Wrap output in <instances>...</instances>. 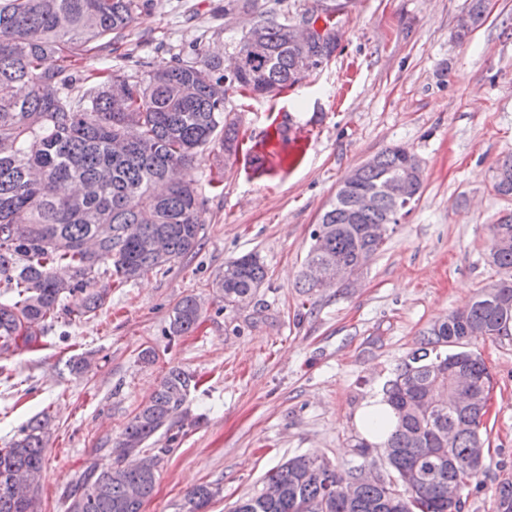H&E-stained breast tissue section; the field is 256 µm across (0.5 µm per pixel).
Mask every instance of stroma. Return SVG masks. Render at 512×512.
Listing matches in <instances>:
<instances>
[{
  "instance_id": "1",
  "label": "stroma",
  "mask_w": 512,
  "mask_h": 512,
  "mask_svg": "<svg viewBox=\"0 0 512 512\" xmlns=\"http://www.w3.org/2000/svg\"><path fill=\"white\" fill-rule=\"evenodd\" d=\"M470 0H351L334 57L275 98L229 96L243 148L218 150L191 170L205 201L195 252L113 289L96 315H60L28 346L0 353V448L49 414L42 512H66L63 492L88 465L110 469L111 447L170 367L197 386L177 440L158 432L156 486L142 512H182L201 484L220 493L208 512H232L267 472L317 453L340 472L363 464L354 416L418 337L500 279L486 254L491 229L512 214L492 176L512 153V0H487L465 41L454 34ZM224 24V0H154L127 29L125 53L153 56L207 39L229 55L253 21ZM289 119L294 143L274 136ZM403 146L424 167L421 198L350 288L306 295L296 283L321 213L344 178ZM257 254L268 276L255 300L223 308L212 288L225 262ZM203 306L195 329L169 338L184 296ZM152 362H144V350ZM492 377L486 471L463 491L462 512H497L512 481V342L472 344ZM86 356L90 368L70 372Z\"/></svg>"
}]
</instances>
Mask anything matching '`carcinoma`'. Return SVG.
I'll list each match as a JSON object with an SVG mask.
<instances>
[{
  "label": "carcinoma",
  "mask_w": 512,
  "mask_h": 512,
  "mask_svg": "<svg viewBox=\"0 0 512 512\" xmlns=\"http://www.w3.org/2000/svg\"><path fill=\"white\" fill-rule=\"evenodd\" d=\"M284 0L261 10L239 42L245 62L224 74V57L197 44L170 59L142 57L129 74L112 68L133 15L153 0H0V352L38 339L45 323L65 311L96 313L112 284L159 271L195 251L204 202L192 180L179 177L209 146L237 155V123L224 115L231 92L273 98L298 83L306 53L328 62L334 45L295 44ZM311 18L335 28L336 0H316ZM74 57L90 72L71 68ZM407 148L389 147L359 169L356 182L337 195L319 219L304 262L327 268L357 266L386 239L373 233L397 224L393 204L357 205L360 188L399 173ZM492 188L512 196V155L500 163ZM489 262L509 277L481 289L464 309L451 312L417 341V348L383 388L394 425L383 448L381 483L355 475L345 492L336 468L319 455H298L269 471L265 483L280 490L272 502L256 494L234 512H462L448 507V484L466 487L484 472L470 462L486 443L485 412L478 404L492 376L466 346L478 338L512 339V218L493 225ZM65 265L68 280L56 276ZM267 270L255 254L227 261L213 287L224 308L252 302ZM201 304L187 295L173 307L169 335L192 331ZM195 376L173 366L154 395L128 422L115 464L88 466L66 493V512H142L156 483V460L140 456L157 432L179 427ZM48 417L23 426L0 448V512H42L39 480ZM220 493L200 485L183 512H207ZM498 512H512V482L496 488Z\"/></svg>",
  "instance_id": "cac0c4a2"
}]
</instances>
